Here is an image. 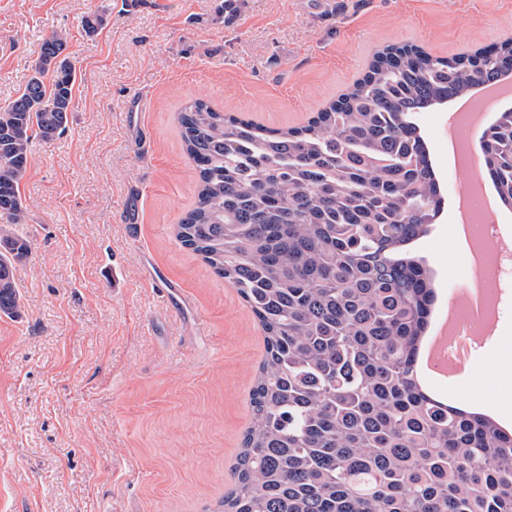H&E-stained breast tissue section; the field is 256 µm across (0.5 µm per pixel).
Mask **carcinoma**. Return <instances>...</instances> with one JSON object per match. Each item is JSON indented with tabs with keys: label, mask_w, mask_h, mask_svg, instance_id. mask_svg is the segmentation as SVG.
I'll use <instances>...</instances> for the list:
<instances>
[{
	"label": "carcinoma",
	"mask_w": 512,
	"mask_h": 512,
	"mask_svg": "<svg viewBox=\"0 0 512 512\" xmlns=\"http://www.w3.org/2000/svg\"><path fill=\"white\" fill-rule=\"evenodd\" d=\"M67 37L46 39L0 106V218L26 221L32 140L73 111ZM512 75V40L471 55L389 45L306 125L273 129L204 100L179 115L198 175L181 245L237 290L266 357L253 419L219 512H512V430L428 399L411 370L435 288L414 244L445 204L417 117ZM482 158L512 208V109ZM25 238L0 229V313L20 314L12 264Z\"/></svg>",
	"instance_id": "cac0c4a2"
}]
</instances>
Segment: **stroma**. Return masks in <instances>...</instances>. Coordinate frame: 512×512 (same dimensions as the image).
Wrapping results in <instances>:
<instances>
[{
	"label": "stroma",
	"instance_id": "obj_1",
	"mask_svg": "<svg viewBox=\"0 0 512 512\" xmlns=\"http://www.w3.org/2000/svg\"><path fill=\"white\" fill-rule=\"evenodd\" d=\"M103 24L86 33L83 20ZM67 36L74 110L34 140L20 194L19 315L0 313V512H215L231 488L265 334L175 236L197 174L178 121L197 99L270 128L305 125L374 53L436 56L512 38V0H0V105L46 38ZM445 193L448 110L419 116ZM460 299L470 254L443 213L415 246ZM493 335L472 328L449 401L512 425V267Z\"/></svg>",
	"mask_w": 512,
	"mask_h": 512
}]
</instances>
